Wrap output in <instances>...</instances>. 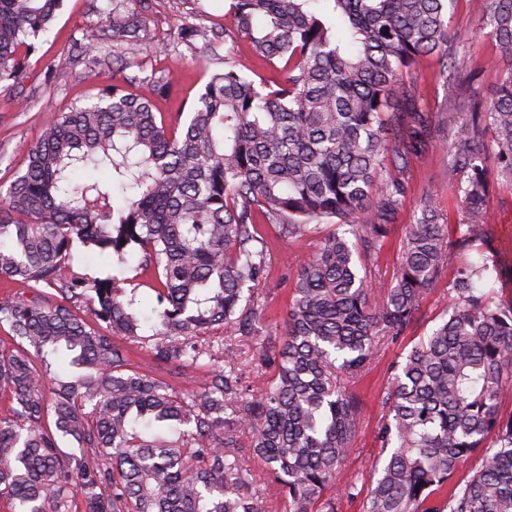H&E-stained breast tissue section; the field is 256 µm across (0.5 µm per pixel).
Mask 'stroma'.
Segmentation results:
<instances>
[{
    "label": "stroma",
    "mask_w": 512,
    "mask_h": 512,
    "mask_svg": "<svg viewBox=\"0 0 512 512\" xmlns=\"http://www.w3.org/2000/svg\"><path fill=\"white\" fill-rule=\"evenodd\" d=\"M144 13L154 41L141 47L138 55H130L121 45L105 41L92 56L82 55L80 44L99 34L112 8V0H63L50 31L41 36L36 50L25 57L24 71L15 80L0 84V186H9L25 168V151L40 136L42 127L53 111H65L85 103L98 88L119 80L128 90L150 96V74L170 73L175 86L156 105L167 122H184L191 103L203 90L210 73L224 67V14L226 0H147ZM193 17L205 37L191 41L178 39L177 33L185 17ZM450 31L464 51L463 70L479 73L476 85H462L456 98L438 77L440 58L430 54L420 57L405 83L409 85L431 112L436 127V143L423 157L414 160L404 175L406 192L400 210L380 251L364 265L383 284H390L399 264L402 242L408 224L420 217L422 202H429L438 212L449 215L460 224L465 215L457 206L456 184L449 173L451 158L447 147L457 134L449 121L453 112L466 109L472 91L493 96L501 78L512 70V59L499 53L480 14L469 0H455L450 11ZM69 58L67 69L57 67L59 58ZM488 219L499 229L498 248L502 262L512 263V188L499 186L487 203ZM271 259L259 298L265 322L281 323L287 310L293 260L314 250L321 234L318 231L295 238L280 237L267 219H260ZM455 303L447 282L438 283L422 303L417 323L385 344L369 372L353 386L363 402L361 424L352 441V451L341 465L342 476L352 479L357 493L342 497L339 512H363V492L380 459L381 448L375 432L387 416L386 388L397 365L423 336L429 335ZM232 349L244 370L242 381L251 394H258L262 378L254 369L258 355L266 348L262 336L232 334Z\"/></svg>",
    "instance_id": "1"
}]
</instances>
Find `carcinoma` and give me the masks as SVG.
Here are the masks:
<instances>
[{
  "label": "carcinoma",
  "mask_w": 512,
  "mask_h": 512,
  "mask_svg": "<svg viewBox=\"0 0 512 512\" xmlns=\"http://www.w3.org/2000/svg\"><path fill=\"white\" fill-rule=\"evenodd\" d=\"M136 2L112 0V41L128 50L153 39ZM453 2L228 0L224 43L247 38L275 81L247 77L228 53L181 125L117 82L45 122L0 196V279L30 292L0 300V327L17 341L0 347V393L12 400L0 418V496L17 512H263L259 468L284 512H338L337 496L354 488L340 465L361 416L349 384L449 272L455 306L387 389L376 434L386 457L363 512H512V415L500 412L512 300L485 284L498 269L487 198L512 186V70L493 98L474 92L470 111L452 113L466 223L424 205L378 303L351 241L379 249L407 166L432 147V117L404 77L439 54L448 93L461 84ZM61 5L0 0V83L18 76ZM471 5L512 59V0ZM258 214L283 238L336 225L296 263L280 330L257 304L269 257ZM78 245L120 267L139 258L151 314L117 276L75 274ZM228 324L271 340L251 399L231 348L224 368H210L214 331ZM124 337L169 375L208 369L203 387L175 390L134 369ZM61 351L77 372L52 370ZM477 452L480 468L458 478Z\"/></svg>",
  "instance_id": "1"
}]
</instances>
